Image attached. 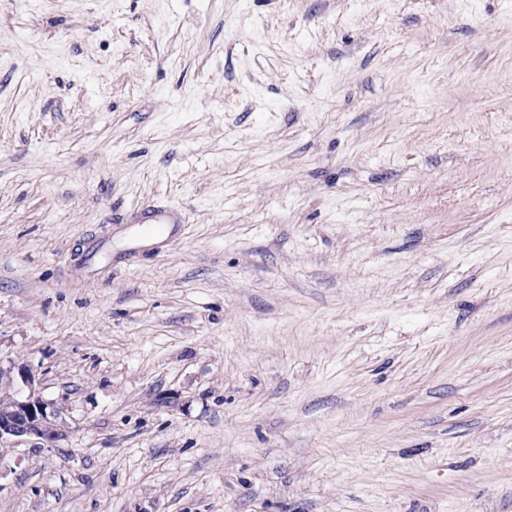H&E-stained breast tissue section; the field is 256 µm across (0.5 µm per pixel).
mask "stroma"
Wrapping results in <instances>:
<instances>
[{"label":"stroma","instance_id":"1","mask_svg":"<svg viewBox=\"0 0 512 512\" xmlns=\"http://www.w3.org/2000/svg\"><path fill=\"white\" fill-rule=\"evenodd\" d=\"M0 366V512H512V0H0ZM9 403L0 409V440L36 438L53 442L58 436L57 420L61 410L54 403L30 390L24 398L7 396Z\"/></svg>","mask_w":512,"mask_h":512}]
</instances>
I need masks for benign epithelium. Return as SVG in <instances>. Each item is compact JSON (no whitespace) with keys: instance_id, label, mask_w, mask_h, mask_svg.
I'll return each instance as SVG.
<instances>
[{"instance_id":"benign-epithelium-1","label":"benign epithelium","mask_w":512,"mask_h":512,"mask_svg":"<svg viewBox=\"0 0 512 512\" xmlns=\"http://www.w3.org/2000/svg\"><path fill=\"white\" fill-rule=\"evenodd\" d=\"M60 416V408L43 399L33 388L24 398L11 396L9 403L0 409V440L36 438L52 442L58 436Z\"/></svg>"}]
</instances>
